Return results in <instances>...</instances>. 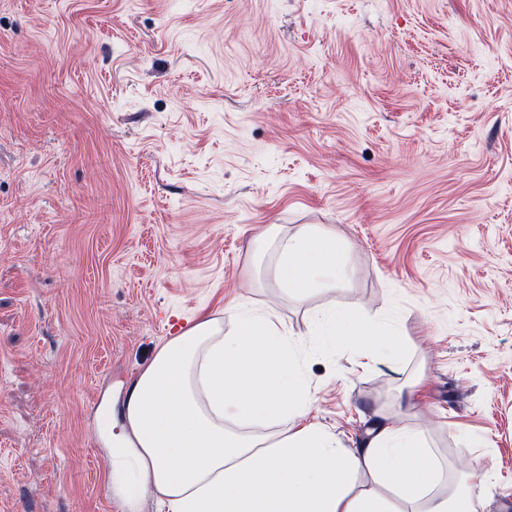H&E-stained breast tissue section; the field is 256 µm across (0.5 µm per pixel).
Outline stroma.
Wrapping results in <instances>:
<instances>
[{
    "label": "stroma",
    "instance_id": "1",
    "mask_svg": "<svg viewBox=\"0 0 512 512\" xmlns=\"http://www.w3.org/2000/svg\"><path fill=\"white\" fill-rule=\"evenodd\" d=\"M335 234L304 298L264 232ZM336 304L309 419L421 428L512 512V0H0V512H128L112 420L173 324ZM338 344L356 345L373 352L384 350L395 364H401L408 356L403 336L378 323L365 322L346 309L332 308L315 317L307 351L325 352Z\"/></svg>",
    "mask_w": 512,
    "mask_h": 512
}]
</instances>
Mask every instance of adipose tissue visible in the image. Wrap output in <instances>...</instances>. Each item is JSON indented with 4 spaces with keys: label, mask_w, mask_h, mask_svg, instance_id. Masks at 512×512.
<instances>
[{
    "label": "adipose tissue",
    "mask_w": 512,
    "mask_h": 512,
    "mask_svg": "<svg viewBox=\"0 0 512 512\" xmlns=\"http://www.w3.org/2000/svg\"><path fill=\"white\" fill-rule=\"evenodd\" d=\"M276 252L289 295L345 275L333 234L280 235ZM339 344L408 356L402 336L342 308L315 317L305 349L268 307L197 320L131 379L112 478L132 495L151 488L168 512H473L421 431L384 420L345 448L309 421L303 354Z\"/></svg>",
    "instance_id": "ef3b65f1"
}]
</instances>
